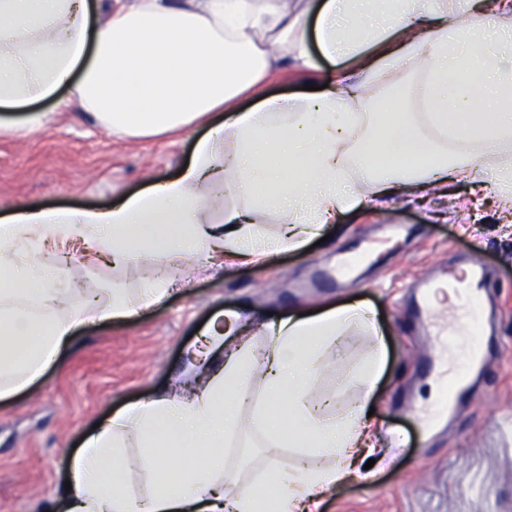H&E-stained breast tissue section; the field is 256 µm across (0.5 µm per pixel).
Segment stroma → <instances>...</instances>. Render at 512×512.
Wrapping results in <instances>:
<instances>
[{
    "label": "stroma",
    "mask_w": 512,
    "mask_h": 512,
    "mask_svg": "<svg viewBox=\"0 0 512 512\" xmlns=\"http://www.w3.org/2000/svg\"><path fill=\"white\" fill-rule=\"evenodd\" d=\"M270 76L263 93L293 96L328 82L333 67L313 56ZM41 128L0 134V218L17 206L85 209L120 203L172 178L191 156L195 135L123 139L75 109L40 104ZM512 162V143L487 158L480 183L458 182L420 199L399 194L383 206L340 214L326 242L285 251L260 263L213 258L162 302L122 321L82 330L32 386L0 399V512H42L63 484L71 456L93 426L128 405L174 391L188 381L197 326L219 313L258 325L291 309L320 311L363 303L383 332L385 364L369 403L372 468L351 474L326 493L320 512H512V226L493 199V170ZM361 265L337 285L320 280L349 255ZM481 262L483 340L490 350L460 402L437 420L443 388L437 361L443 344L420 326L418 284ZM152 258L116 269L91 268L72 250L71 286L90 280L136 293L154 272ZM371 349L361 329L343 336L314 382L315 394L343 410L357 397L346 377ZM281 438L244 426L224 444L241 489L265 467L298 461L295 425ZM249 468H241L242 458Z\"/></svg>",
    "instance_id": "obj_1"
}]
</instances>
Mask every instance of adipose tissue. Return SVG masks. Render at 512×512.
<instances>
[{
	"label": "adipose tissue",
	"instance_id": "ef3b65f1",
	"mask_svg": "<svg viewBox=\"0 0 512 512\" xmlns=\"http://www.w3.org/2000/svg\"><path fill=\"white\" fill-rule=\"evenodd\" d=\"M313 44L335 68L327 88L238 111L282 61L310 66ZM403 71L420 76L419 92L375 102L373 88ZM46 100L124 138L226 118L196 141L187 166L147 192L101 209L21 206L0 221V399L36 381L81 326L153 306L209 256L260 262L302 248L339 213L479 179L480 162L512 142V0H0V112L25 113L24 128H38ZM415 110L431 120L432 140L404 125ZM452 134L462 147L448 155ZM266 213L280 216V235L257 234ZM51 236L78 237L110 267L151 255L161 272L134 295L88 285V298L63 308L62 267L23 256ZM355 327L372 338L349 373L360 398L318 413L313 382L337 337ZM259 331L271 340L267 406L290 415L301 453L318 460L268 467L260 480L274 489L276 512H315L369 441L368 399L385 350L372 311L358 303L241 327L222 367L105 418L46 512H261L259 495L224 477V441L240 429L239 399L259 371ZM267 406L252 425L273 436ZM132 430L134 457L124 452ZM162 467L168 482L142 498L126 491L129 470Z\"/></svg>",
	"mask_w": 512,
	"mask_h": 512
}]
</instances>
